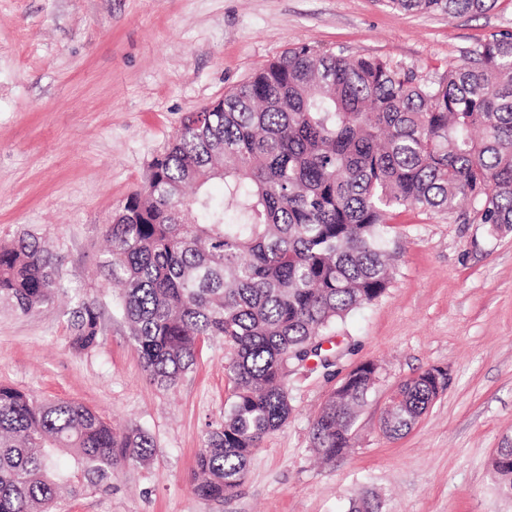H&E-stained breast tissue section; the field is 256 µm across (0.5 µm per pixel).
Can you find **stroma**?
I'll list each match as a JSON object with an SVG mask.
<instances>
[{
	"mask_svg": "<svg viewBox=\"0 0 512 512\" xmlns=\"http://www.w3.org/2000/svg\"><path fill=\"white\" fill-rule=\"evenodd\" d=\"M506 32L512 0L456 17L383 0H0V242L42 237L67 287L106 306L100 347L81 355L68 348L65 296L30 315L0 307V383L141 425L157 448L150 464L119 470L111 493L67 499L61 512H351L368 493L384 512H512L491 468L512 439V230L489 236L464 205L397 214L389 288L337 324L333 367L289 373L286 425L221 503L199 498L191 479L232 401L231 345L205 342L176 386H156L98 276L104 224L142 188L182 116L288 49L376 56L429 80ZM368 362L378 381L355 445L320 462L312 421ZM432 367L446 370L444 390L407 434L388 438V397Z\"/></svg>",
	"mask_w": 512,
	"mask_h": 512,
	"instance_id": "35a3bbf8",
	"label": "stroma"
}]
</instances>
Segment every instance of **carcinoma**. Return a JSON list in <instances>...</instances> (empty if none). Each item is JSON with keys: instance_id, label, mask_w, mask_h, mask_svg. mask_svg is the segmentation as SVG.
Wrapping results in <instances>:
<instances>
[{"instance_id": "cac0c4a2", "label": "carcinoma", "mask_w": 512, "mask_h": 512, "mask_svg": "<svg viewBox=\"0 0 512 512\" xmlns=\"http://www.w3.org/2000/svg\"><path fill=\"white\" fill-rule=\"evenodd\" d=\"M395 9L483 14L498 0H385ZM224 182V198L207 192ZM490 235L512 230V35L482 41L470 61L431 80L376 56L302 45L256 70L213 111L189 112L150 161L144 188L104 225L101 276L119 286L149 379L171 387L199 345L234 347V399L207 432L194 492L222 502L291 413L289 368L332 350L320 338L389 288L387 229L402 209L453 212ZM63 290L56 256L30 232L0 244V307L29 314ZM68 315L76 354L101 343L102 307L78 293ZM376 366L333 391L310 429L325 459L352 447ZM438 367L394 391L382 430L409 431L436 396ZM151 434L73 401L0 385V512H55L63 495L112 493L127 464L155 456ZM512 494V446L492 461Z\"/></svg>"}]
</instances>
